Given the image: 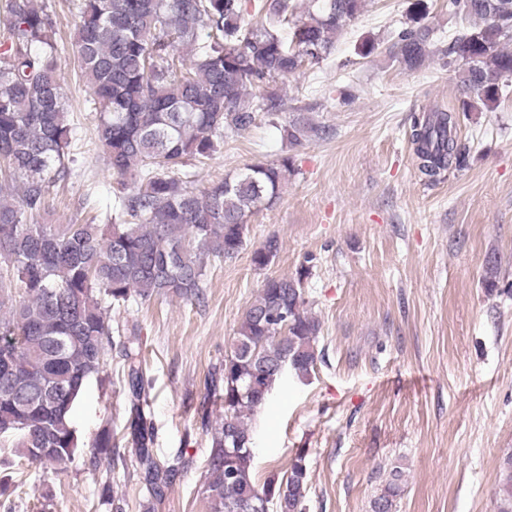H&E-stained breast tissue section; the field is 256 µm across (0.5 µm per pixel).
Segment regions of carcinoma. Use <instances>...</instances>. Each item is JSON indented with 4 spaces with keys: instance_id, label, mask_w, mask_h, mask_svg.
Instances as JSON below:
<instances>
[{
    "instance_id": "cac0c4a2",
    "label": "carcinoma",
    "mask_w": 512,
    "mask_h": 512,
    "mask_svg": "<svg viewBox=\"0 0 512 512\" xmlns=\"http://www.w3.org/2000/svg\"><path fill=\"white\" fill-rule=\"evenodd\" d=\"M368 0H311L314 10L294 23L291 41L276 26L288 22L289 0H266L245 18L241 0H78L72 51L99 111L96 138L116 176L119 213L105 224H43L50 188L75 175L78 135L68 119L55 60V21L36 0H7L0 20L9 42L0 50V177L18 178L16 198L0 185V443L31 464H58L80 452L73 408L105 364L112 324L102 303L132 297L203 301L207 259L233 258L247 245L248 218L280 198L295 173L289 155L256 162L197 190L193 162L208 158L224 138L248 128L258 113L284 106L276 80L326 57ZM448 12L474 17L448 44L422 23L423 0L411 27L384 47L366 37L357 55L386 54L414 71L432 55L460 64L469 108H493L512 79V0H448ZM206 42L196 46L200 35ZM192 51L187 63L174 50ZM316 132L304 120L292 143ZM416 166L426 184L465 162L454 111L439 106L414 118ZM279 252L275 237L252 253L259 268ZM310 269L267 279L247 308L224 362L207 379L224 397V417L203 425L212 451L205 485L210 512H304L306 454L298 451L286 476L258 486L251 416L287 374L310 378L320 323L305 311ZM287 314V325L269 316ZM131 402L149 381L141 347L122 343ZM127 444L144 479L160 498L182 461L153 458V429L140 408ZM112 427L88 447L96 465L112 456ZM401 472L376 496L372 512H396ZM497 512H512V453L496 490Z\"/></svg>"
}]
</instances>
